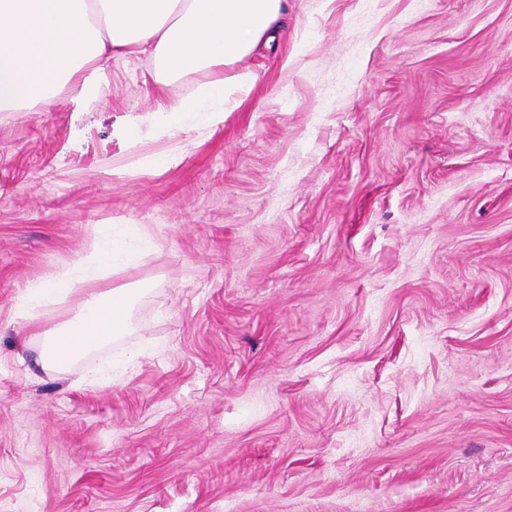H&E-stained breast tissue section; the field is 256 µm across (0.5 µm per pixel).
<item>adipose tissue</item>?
I'll return each instance as SVG.
<instances>
[{
	"mask_svg": "<svg viewBox=\"0 0 512 512\" xmlns=\"http://www.w3.org/2000/svg\"><path fill=\"white\" fill-rule=\"evenodd\" d=\"M287 0H0V112L63 96L91 104L101 73L113 56L145 53L154 81L206 72L195 94L168 105L172 121L192 112H224L257 79L238 65L278 29ZM125 237L94 227L87 259L48 273L28 287L18 314L33 319L36 307L58 302L127 264ZM130 305L127 289L86 296L79 312L44 331L41 360L56 372L122 335Z\"/></svg>",
	"mask_w": 512,
	"mask_h": 512,
	"instance_id": "ef3b65f1",
	"label": "adipose tissue"
}]
</instances>
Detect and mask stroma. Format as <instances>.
I'll return each instance as SVG.
<instances>
[{
    "label": "stroma",
    "mask_w": 512,
    "mask_h": 512,
    "mask_svg": "<svg viewBox=\"0 0 512 512\" xmlns=\"http://www.w3.org/2000/svg\"><path fill=\"white\" fill-rule=\"evenodd\" d=\"M242 67L0 112V512H512V0H288ZM108 224L127 330L47 371L84 297L18 299Z\"/></svg>",
    "instance_id": "stroma-1"
}]
</instances>
